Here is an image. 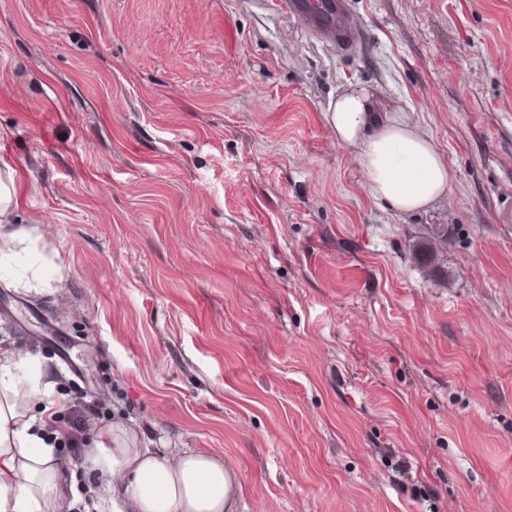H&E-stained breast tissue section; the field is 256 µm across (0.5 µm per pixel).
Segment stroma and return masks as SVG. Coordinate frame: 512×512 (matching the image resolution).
Segmentation results:
<instances>
[{
  "label": "stroma",
  "mask_w": 512,
  "mask_h": 512,
  "mask_svg": "<svg viewBox=\"0 0 512 512\" xmlns=\"http://www.w3.org/2000/svg\"><path fill=\"white\" fill-rule=\"evenodd\" d=\"M0 0V158L58 291L0 280L48 434L214 453L239 512H512V0ZM446 157L398 215L324 113L348 85ZM438 224L448 242L418 257ZM291 1V14L320 38L352 46L362 37L346 0Z\"/></svg>",
  "instance_id": "1"
}]
</instances>
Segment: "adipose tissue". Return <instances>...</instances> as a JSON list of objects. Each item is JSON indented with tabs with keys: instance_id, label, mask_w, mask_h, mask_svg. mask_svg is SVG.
Wrapping results in <instances>:
<instances>
[{
	"instance_id": "obj_1",
	"label": "adipose tissue",
	"mask_w": 512,
	"mask_h": 512,
	"mask_svg": "<svg viewBox=\"0 0 512 512\" xmlns=\"http://www.w3.org/2000/svg\"><path fill=\"white\" fill-rule=\"evenodd\" d=\"M324 119L338 143L357 149L371 196L394 213L445 198L452 181L446 158L406 116L378 115L367 88L349 86L329 103ZM17 176L0 160V272H10L18 287L50 290L58 277L38 251L39 235L10 226L19 203ZM56 386L53 371L33 354L0 353V512H61L65 497H82L78 483L62 485L46 436L57 413ZM86 459L112 486L108 512H237L220 456L143 448L136 435L112 429L98 436Z\"/></svg>"
}]
</instances>
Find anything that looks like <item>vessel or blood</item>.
<instances>
[{"mask_svg": "<svg viewBox=\"0 0 512 512\" xmlns=\"http://www.w3.org/2000/svg\"><path fill=\"white\" fill-rule=\"evenodd\" d=\"M291 13L320 38L350 46L360 40L347 0H292Z\"/></svg>", "mask_w": 512, "mask_h": 512, "instance_id": "b4317fda", "label": "vessel or blood"}]
</instances>
